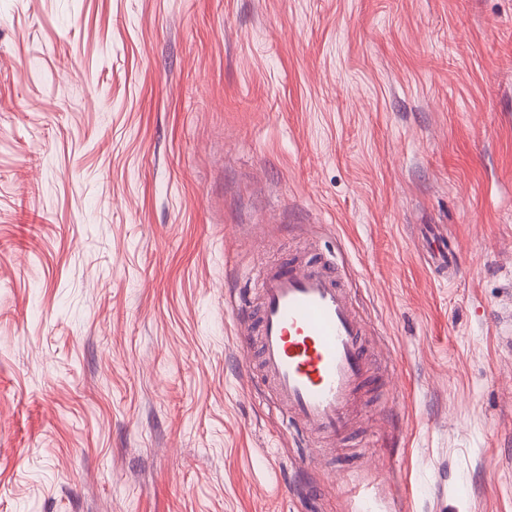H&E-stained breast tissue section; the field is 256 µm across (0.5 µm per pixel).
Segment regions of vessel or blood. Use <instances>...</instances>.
I'll return each instance as SVG.
<instances>
[{
  "mask_svg": "<svg viewBox=\"0 0 512 512\" xmlns=\"http://www.w3.org/2000/svg\"><path fill=\"white\" fill-rule=\"evenodd\" d=\"M432 241L430 262L442 270L456 266L443 237L433 234ZM256 286L260 304L246 324L259 338L261 369L277 402L295 429L345 436L370 358L365 324L330 260L268 267Z\"/></svg>",
  "mask_w": 512,
  "mask_h": 512,
  "instance_id": "vessel-or-blood-1",
  "label": "vessel or blood"
}]
</instances>
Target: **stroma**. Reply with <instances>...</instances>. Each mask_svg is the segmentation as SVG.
Wrapping results in <instances>:
<instances>
[{"label": "stroma", "instance_id": "1", "mask_svg": "<svg viewBox=\"0 0 512 512\" xmlns=\"http://www.w3.org/2000/svg\"><path fill=\"white\" fill-rule=\"evenodd\" d=\"M291 254L366 323L344 439L239 325ZM507 316L512 0H0V512H512ZM432 242L435 243L434 249L428 251V259L436 267L448 271V267L455 268L457 260L448 250L445 240L440 233H432Z\"/></svg>", "mask_w": 512, "mask_h": 512}]
</instances>
